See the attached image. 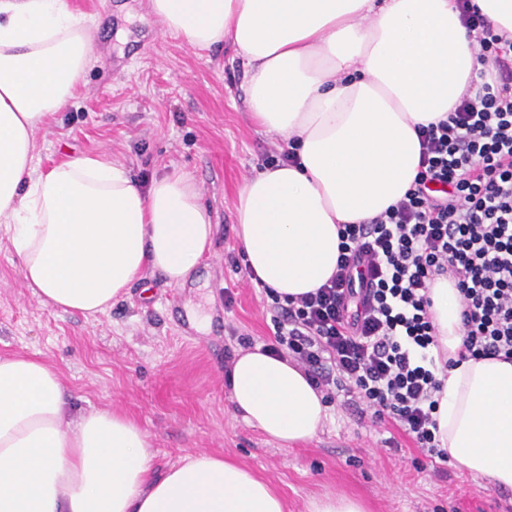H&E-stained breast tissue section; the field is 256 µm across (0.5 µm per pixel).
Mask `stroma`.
Returning <instances> with one entry per match:
<instances>
[{"label": "stroma", "instance_id": "stroma-1", "mask_svg": "<svg viewBox=\"0 0 512 512\" xmlns=\"http://www.w3.org/2000/svg\"><path fill=\"white\" fill-rule=\"evenodd\" d=\"M67 2L92 22L96 61L36 131L35 163L104 155L142 185L187 172L213 224L212 248L183 287L147 269L87 318L42 306L0 233V355L56 365L72 398L69 423L94 409L134 418L158 474L206 450L270 481L288 512L325 493L360 497L369 512H512L511 488L450 461L429 463L392 422L352 415L343 391L318 435L288 449L235 414L228 356L273 339L272 301L249 279L236 241L237 193L281 140L252 122L249 74L232 48L200 51L162 34L149 0Z\"/></svg>", "mask_w": 512, "mask_h": 512}]
</instances>
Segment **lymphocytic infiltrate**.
I'll list each match as a JSON object with an SVG mask.
<instances>
[{
    "label": "lymphocytic infiltrate",
    "instance_id": "obj_1",
    "mask_svg": "<svg viewBox=\"0 0 512 512\" xmlns=\"http://www.w3.org/2000/svg\"><path fill=\"white\" fill-rule=\"evenodd\" d=\"M479 50L474 96L447 119L419 127L420 160L404 198L340 231L335 274L316 291L276 301L274 355L315 389L346 383L348 403L392 419L427 458L445 459L433 412L442 383L428 284L447 273L462 306L469 358L512 362V40L471 0H457Z\"/></svg>",
    "mask_w": 512,
    "mask_h": 512
}]
</instances>
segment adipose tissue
<instances>
[{"instance_id": "obj_1", "label": "adipose tissue", "mask_w": 512, "mask_h": 512, "mask_svg": "<svg viewBox=\"0 0 512 512\" xmlns=\"http://www.w3.org/2000/svg\"><path fill=\"white\" fill-rule=\"evenodd\" d=\"M162 33L199 50L231 46L250 73L254 122L296 164L258 170L237 195L236 236L258 287L315 291L335 273L339 227L402 199L418 173L417 128L446 118L482 68L455 0H150ZM93 61L88 21L67 0H0V230L46 306L93 316L143 270L179 287L212 242L194 179L141 187L106 157L37 170L34 133ZM439 347L462 343L458 291L430 284ZM233 409L283 445L327 414L303 370L261 348L228 375ZM436 435L470 473L512 488V363L468 359L437 394ZM59 370L0 357V512H288L269 481L208 451L154 475L128 416L83 414L76 428Z\"/></svg>"}]
</instances>
